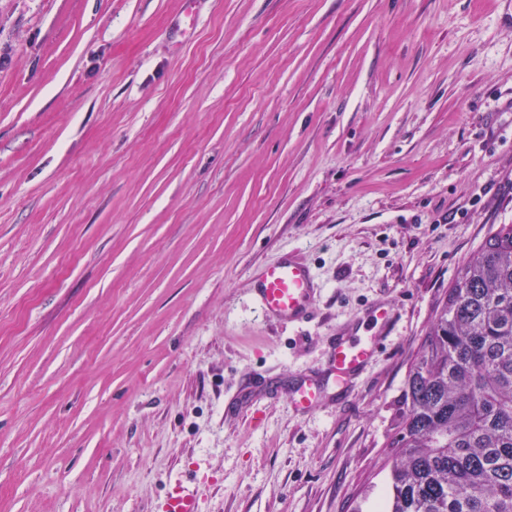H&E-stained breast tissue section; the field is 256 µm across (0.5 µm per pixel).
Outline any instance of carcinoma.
<instances>
[{
	"label": "carcinoma",
	"instance_id": "carcinoma-1",
	"mask_svg": "<svg viewBox=\"0 0 512 512\" xmlns=\"http://www.w3.org/2000/svg\"><path fill=\"white\" fill-rule=\"evenodd\" d=\"M392 429L385 512H512V224L448 288Z\"/></svg>",
	"mask_w": 512,
	"mask_h": 512
}]
</instances>
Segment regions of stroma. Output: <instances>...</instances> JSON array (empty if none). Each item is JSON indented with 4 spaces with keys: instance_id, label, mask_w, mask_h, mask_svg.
Wrapping results in <instances>:
<instances>
[{
    "instance_id": "obj_1",
    "label": "stroma",
    "mask_w": 512,
    "mask_h": 512,
    "mask_svg": "<svg viewBox=\"0 0 512 512\" xmlns=\"http://www.w3.org/2000/svg\"><path fill=\"white\" fill-rule=\"evenodd\" d=\"M187 6L0 0V512H381L435 308L512 224V0ZM291 255L296 325L253 296ZM373 305L349 401L295 412ZM255 288V298L265 315L289 324L308 317L316 296L311 269L292 257L263 266ZM157 510V512H199L197 493L181 482H174Z\"/></svg>"
}]
</instances>
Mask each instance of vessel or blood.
Listing matches in <instances>:
<instances>
[{"mask_svg":"<svg viewBox=\"0 0 512 512\" xmlns=\"http://www.w3.org/2000/svg\"><path fill=\"white\" fill-rule=\"evenodd\" d=\"M315 280L311 269L288 257L263 266L257 275L255 298L266 316L281 322L304 321L315 301ZM377 334L337 333L328 340L331 370L325 377L301 375L291 384L288 398L293 408L313 409L327 394H347L351 380L381 349ZM158 512H199L194 489L173 483L158 507Z\"/></svg>","mask_w":512,"mask_h":512,"instance_id":"1","label":"vessel or blood"}]
</instances>
